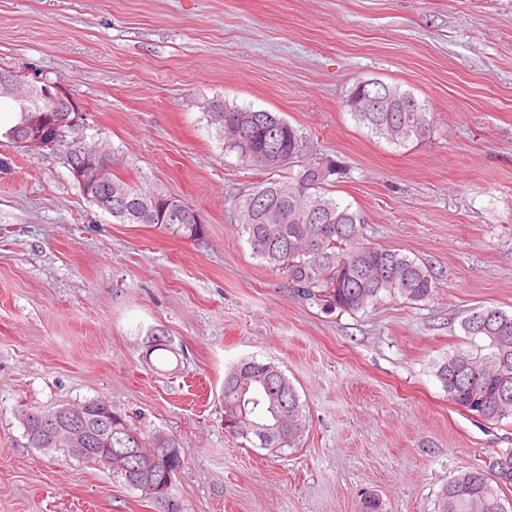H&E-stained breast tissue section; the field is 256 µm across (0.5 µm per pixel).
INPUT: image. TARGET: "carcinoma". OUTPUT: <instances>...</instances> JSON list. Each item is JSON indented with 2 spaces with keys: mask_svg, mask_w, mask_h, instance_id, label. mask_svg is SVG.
Here are the masks:
<instances>
[{
  "mask_svg": "<svg viewBox=\"0 0 512 512\" xmlns=\"http://www.w3.org/2000/svg\"><path fill=\"white\" fill-rule=\"evenodd\" d=\"M379 89L386 98L382 112H354L352 117L379 138L404 147L431 136L434 117L426 105L418 112H402L400 106L414 95L376 80L354 83L345 97L360 85ZM206 117L224 140V149L268 178L255 183L238 202L241 234L253 254L275 269L305 302L328 312L357 313L377 303L382 296H400L411 302L429 300L437 282L431 268L417 257L369 242L363 235L359 211L326 194L332 163L294 169L303 151L296 130L274 112L257 113L252 108L211 100ZM288 157V162L267 167L257 160L269 153V143ZM286 169L288 175L270 174ZM112 189L124 193V208L112 217L122 224H138V215L158 204L154 192L112 176ZM184 215L166 218L165 229L192 236L202 225L189 219L197 208L184 203ZM470 348L458 349L437 364L436 377L448 400L476 416L492 422L512 418V313L497 307L473 311L462 321ZM224 419H234L233 438L252 443L254 425L278 424L276 436L265 449L284 454L300 447L308 430L305 404L297 388L276 364L255 358L243 359L227 369L222 391ZM92 427L112 420V428L134 434L128 448L179 447L172 436L159 430L145 431L126 413L111 407L112 416L102 415L96 400L87 402ZM184 465L179 457L158 459L138 474L112 471L132 490L171 473V480ZM512 489V448L493 449L481 468L460 470L437 493L435 512H505L501 493Z\"/></svg>",
  "mask_w": 512,
  "mask_h": 512,
  "instance_id": "obj_1",
  "label": "carcinoma"
}]
</instances>
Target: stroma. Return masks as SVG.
I'll use <instances>...</instances> for the list:
<instances>
[{"instance_id": "stroma-1", "label": "stroma", "mask_w": 512, "mask_h": 512, "mask_svg": "<svg viewBox=\"0 0 512 512\" xmlns=\"http://www.w3.org/2000/svg\"><path fill=\"white\" fill-rule=\"evenodd\" d=\"M0 66L61 80L114 171L197 207L194 239L120 224L61 156L0 139V512H434L458 470L512 448L435 376L472 308L512 313V0H0ZM434 116L397 148L343 106L355 80ZM278 112L331 162L364 235L423 259L433 298L356 314L301 300L256 259L234 200L260 175L202 110ZM163 349H155V341ZM272 362L309 416L283 457L224 430L227 368ZM104 398L185 459L168 498L31 447L19 409Z\"/></svg>"}]
</instances>
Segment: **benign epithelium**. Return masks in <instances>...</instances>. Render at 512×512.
Wrapping results in <instances>:
<instances>
[{"label": "benign epithelium", "instance_id": "benign-epithelium-1", "mask_svg": "<svg viewBox=\"0 0 512 512\" xmlns=\"http://www.w3.org/2000/svg\"><path fill=\"white\" fill-rule=\"evenodd\" d=\"M23 88L39 94L44 104L26 112L24 122L13 132L11 141L27 150H47L63 156L79 187L93 195L99 208L112 210V149L106 145L89 147L85 134L86 114L61 82L42 77L29 81L17 72L0 75V98L15 99ZM25 419L33 421L35 433L48 437L54 446L74 455L89 452L92 444L105 449L107 463L119 464L123 472L154 461L148 456L131 464V455H138L140 451L112 449V422L93 431L82 411L71 405L48 413H29Z\"/></svg>", "mask_w": 512, "mask_h": 512}]
</instances>
